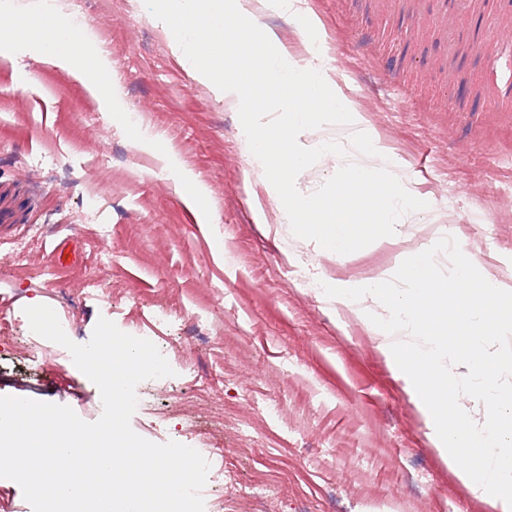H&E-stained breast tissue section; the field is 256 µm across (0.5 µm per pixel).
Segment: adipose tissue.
<instances>
[{"label":"adipose tissue","mask_w":512,"mask_h":512,"mask_svg":"<svg viewBox=\"0 0 512 512\" xmlns=\"http://www.w3.org/2000/svg\"><path fill=\"white\" fill-rule=\"evenodd\" d=\"M15 15L11 0H0V53L32 58L66 71L98 99L102 111L112 120L131 124L132 115L118 98L114 86L89 77L93 70L107 74L110 67L106 53L93 50V32L86 23L73 14L61 12L54 0H41L37 15L27 16L21 26L10 25L9 20ZM161 160L164 171L176 183L193 186L194 193L185 203L195 209L199 223H217L213 210L196 206L208 190L197 182L192 170L173 153L163 154Z\"/></svg>","instance_id":"1"}]
</instances>
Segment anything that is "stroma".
<instances>
[{"label":"stroma","mask_w":512,"mask_h":512,"mask_svg":"<svg viewBox=\"0 0 512 512\" xmlns=\"http://www.w3.org/2000/svg\"><path fill=\"white\" fill-rule=\"evenodd\" d=\"M92 29L135 127L112 121L70 74L0 56V395L102 414L98 387L63 346L31 331L46 305L87 343L98 318L151 336L174 371L136 387L130 425L210 457L205 512H500L449 469L393 375L381 338L322 283L393 278L455 237L485 274L512 284V0H486L447 46L422 0H302L333 87L427 209L398 238L346 258L296 237L253 170L238 107L193 77L144 0H57ZM294 58L298 21L260 11ZM33 89L19 96L20 74ZM157 135L136 145L137 128ZM175 152L220 217L203 229L159 154ZM63 250V266L42 258ZM106 267L107 298L87 282ZM180 311L170 324L159 308Z\"/></svg>","instance_id":"35a3bbf8"}]
</instances>
